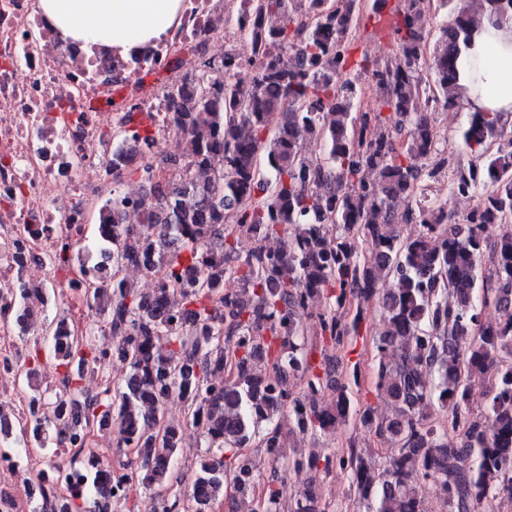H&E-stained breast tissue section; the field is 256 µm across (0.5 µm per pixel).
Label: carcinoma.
<instances>
[{
    "instance_id": "cac0c4a2",
    "label": "carcinoma",
    "mask_w": 512,
    "mask_h": 512,
    "mask_svg": "<svg viewBox=\"0 0 512 512\" xmlns=\"http://www.w3.org/2000/svg\"><path fill=\"white\" fill-rule=\"evenodd\" d=\"M450 17L431 37L415 0H249L256 18L277 16L275 28L254 31L256 62L246 73L222 74L171 90L175 127L185 164L150 194L146 223H122L125 201L112 196L110 287L91 289L108 311L112 340L131 371L115 394L86 403L74 388L54 396L53 418L42 424L39 448L60 445L63 406L94 408L93 419L117 432L120 447L139 449L138 471L111 473L96 467L86 483L71 488L64 512L94 495L107 512V487L126 500L139 486L167 490L181 428L160 425V406L177 395L188 423L201 429L206 455L192 486L209 497L190 498L187 512H210L224 498L254 491L248 456L258 426L268 423L261 446L275 462L285 452L274 419L286 414L301 433L330 431L349 421L374 428L397 446L377 469L355 446L324 470L347 473L363 512H426V483L441 486L446 512H474L484 500L512 503V315L491 323L482 308L512 302V126L490 112L468 115L463 139L468 172L443 174L437 135L421 113V101L457 104L456 50L478 25L466 0H435ZM488 17L512 21V0H484ZM373 25L396 45L394 58L379 60L359 50L354 32ZM295 53V65H279L276 53ZM377 93L362 109L365 83ZM210 115L201 129L195 114ZM249 126L243 138L238 129ZM324 152L306 154L309 139ZM224 169L195 175L214 154ZM480 195L461 224L432 199L435 186ZM422 231L405 237L402 225ZM484 224L504 233L482 272ZM282 236L286 246L268 255L263 239ZM258 242L243 254L241 239ZM164 273L145 296L120 278L129 264ZM196 266L199 280L184 286L177 268ZM395 287L377 288L383 273ZM228 280L240 283L226 289ZM326 300L313 335L336 345L366 332L364 303L378 300L384 329L372 339L373 379L395 414L380 419L374 408H355L338 383L325 405L323 364L301 315L313 297ZM36 362L67 370L97 360L92 336H35ZM303 368L302 391L286 378ZM487 385L485 412L472 413L469 394ZM448 409L447 423L428 420L434 407ZM264 512H278L279 491L263 488ZM293 512H326L311 491Z\"/></svg>"
}]
</instances>
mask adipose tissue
<instances>
[{
    "label": "adipose tissue",
    "mask_w": 512,
    "mask_h": 512,
    "mask_svg": "<svg viewBox=\"0 0 512 512\" xmlns=\"http://www.w3.org/2000/svg\"><path fill=\"white\" fill-rule=\"evenodd\" d=\"M43 19L65 43L128 57L181 26L183 0H39ZM135 29L136 40L125 32ZM457 105L512 124V23L483 21L459 46Z\"/></svg>",
    "instance_id": "obj_1"
}]
</instances>
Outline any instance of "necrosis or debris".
Segmentation results:
<instances>
[{
    "mask_svg": "<svg viewBox=\"0 0 512 512\" xmlns=\"http://www.w3.org/2000/svg\"><path fill=\"white\" fill-rule=\"evenodd\" d=\"M181 26L156 48L123 60L88 56L62 45L37 11V0H0V428L27 424L40 435L47 399L62 393L60 374L31 368L27 337L50 329L55 336H96L112 359L106 323L92 322L96 304L89 287H105L104 262L92 260L91 227L112 221V194L126 200V221L143 223L151 197L143 182L126 185L113 160L143 168L165 158L161 145L175 134L165 92L135 98L129 111L102 112L98 105L135 87L145 70L179 84L196 78L202 60L240 68L254 59L248 37L247 0H185ZM155 129L139 151L132 135L143 117ZM28 306H20L21 296ZM56 315L43 323L41 311ZM66 447L91 448L111 468L108 429L80 420ZM42 471L58 490L81 485L82 467L46 466L33 455L0 456V512H29L23 471Z\"/></svg>",
    "mask_w": 512,
    "mask_h": 512,
    "instance_id": "1",
    "label": "necrosis or debris"
}]
</instances>
